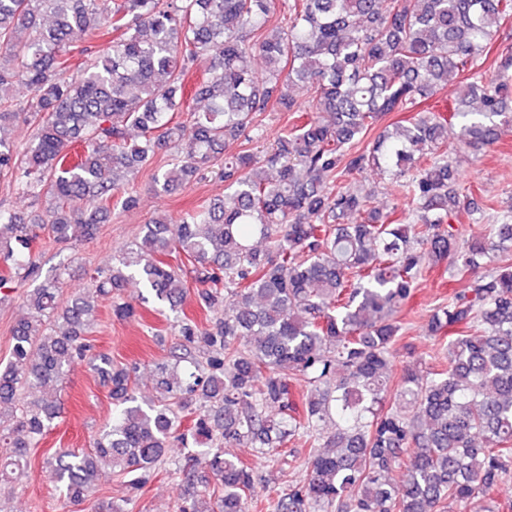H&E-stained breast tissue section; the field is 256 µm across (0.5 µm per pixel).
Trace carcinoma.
Wrapping results in <instances>:
<instances>
[{
    "label": "carcinoma",
    "instance_id": "obj_1",
    "mask_svg": "<svg viewBox=\"0 0 512 512\" xmlns=\"http://www.w3.org/2000/svg\"><path fill=\"white\" fill-rule=\"evenodd\" d=\"M271 4L0 0V177L50 201L47 221L0 211V290L39 277L38 231L62 244L93 237L114 193L159 151L172 158L158 191L216 165L229 190L175 224L143 225L112 268L93 271L94 294L65 301L57 278L26 294L0 368V418L10 421L0 491L15 488L58 417L34 393L64 382L92 349L94 296L112 298L118 320L137 316L116 295L129 280L175 313L173 362L156 374L163 399L142 407L136 365L91 357L115 412L92 451L47 461L67 501H86L106 473L137 493L163 468L178 482L176 512H442L448 499L483 512L480 501L512 474V223L464 240L450 222L460 204L453 155L512 128V52L481 69L512 0H391L386 11L381 0H282L286 27L271 25ZM76 33L86 60L71 74L64 56ZM200 67L193 96L205 106L185 140L173 116ZM284 76L308 105L282 93ZM16 81L31 93L23 104L4 95ZM442 91L457 104L451 144L446 119L415 111ZM274 105L297 119L263 154L218 165L229 140L263 139L259 116ZM412 111L409 125L356 149L382 117ZM18 121L33 131L22 150L5 136ZM368 168L399 181V217L375 209V190L347 182ZM174 253L202 285L200 308L215 314L206 326L177 313L187 279L167 261ZM424 259H446L473 281L428 316L448 366L423 374L408 364L397 376V313ZM298 377L310 388L300 403ZM301 439L311 448L303 482L267 503L255 498L263 475L224 453L249 444L291 456L288 443ZM170 448L188 460L170 461Z\"/></svg>",
    "mask_w": 512,
    "mask_h": 512
}]
</instances>
